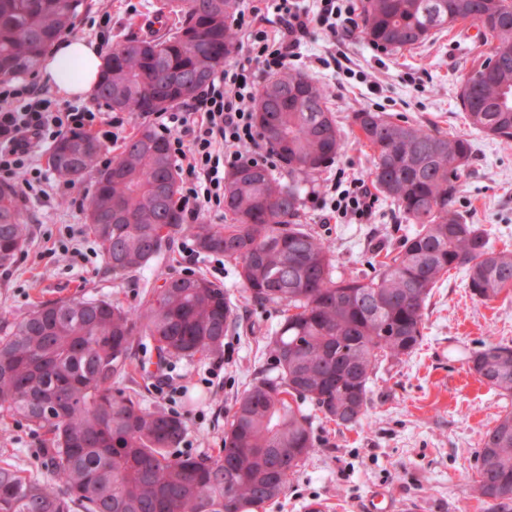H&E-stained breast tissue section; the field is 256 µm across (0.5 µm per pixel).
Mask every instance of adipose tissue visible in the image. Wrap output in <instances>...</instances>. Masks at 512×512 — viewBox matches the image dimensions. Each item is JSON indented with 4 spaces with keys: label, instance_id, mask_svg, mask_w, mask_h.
Wrapping results in <instances>:
<instances>
[{
    "label": "adipose tissue",
    "instance_id": "1",
    "mask_svg": "<svg viewBox=\"0 0 512 512\" xmlns=\"http://www.w3.org/2000/svg\"><path fill=\"white\" fill-rule=\"evenodd\" d=\"M102 64L97 43L65 39L56 44L42 71V80L66 98L85 99L97 86Z\"/></svg>",
    "mask_w": 512,
    "mask_h": 512
}]
</instances>
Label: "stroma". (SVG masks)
<instances>
[{"label":"stroma","mask_w":512,"mask_h":512,"mask_svg":"<svg viewBox=\"0 0 512 512\" xmlns=\"http://www.w3.org/2000/svg\"><path fill=\"white\" fill-rule=\"evenodd\" d=\"M155 3L90 0L74 35L98 42L108 52L126 39L161 34V26L154 23ZM488 48L469 22L399 53L375 49L352 36L343 47L356 72L351 78L337 69L329 34L315 28L292 67L326 87L328 105L339 117L368 109L470 139L473 155L462 176L458 208L469 223L487 229L493 246L500 249L512 246V143L472 130L456 100L460 80ZM369 167L368 148L347 141L341 156L312 177L304 190L331 186L339 175L348 181L368 180ZM97 177V169L88 170L68 196L57 191L58 178L52 174L50 189L21 199L29 243L12 267L0 270V336L41 302L84 293L134 309L164 278L189 273L207 277L230 294L240 330L228 332L218 353L202 360H171L147 381L140 371L146 354L137 350L131 374L140 384L142 407L184 417L182 454H214L235 397L254 377L272 371L265 342L279 310L262 309L244 299L233 262L199 252L185 256L177 242L146 269L113 276L99 245L84 231ZM326 214V209L307 203L300 221L331 247L342 274L370 273L371 254L396 246L413 230L397 208L381 198L364 221L329 224ZM424 320L426 337L416 353L377 370L361 426L345 429L314 418L317 454L287 493L259 512H309L313 505L322 512H368L367 503L379 490L388 496L391 512H403L409 501L418 503L420 512H485L470 494L476 450L486 427L502 411L512 410V397L499 396L476 381L467 357L482 342L512 344V291L480 303L466 288L464 270L457 269L434 288ZM43 444V435L25 423H0V466L47 478L39 453Z\"/></svg>","instance_id":"1"}]
</instances>
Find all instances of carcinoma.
I'll return each instance as SVG.
<instances>
[{
	"label": "carcinoma",
	"instance_id": "cac0c4a2",
	"mask_svg": "<svg viewBox=\"0 0 512 512\" xmlns=\"http://www.w3.org/2000/svg\"><path fill=\"white\" fill-rule=\"evenodd\" d=\"M363 38L399 52L470 21L511 55L488 73L469 72L458 100L470 127L512 141V3L508 0H361ZM88 0H0V79L33 70L72 31ZM239 0H159L155 13L180 17L162 37L130 38L106 56L98 98L112 110L141 115L187 99L185 84H206L236 51L230 24ZM278 131L265 142L288 166L284 183L245 161L224 181L227 224H185L174 197L177 169L166 140L144 128L116 160L119 175L99 172L89 205L103 224L86 231L115 276L145 268L182 235L205 254L235 263L246 299L279 305L266 349L276 374L254 378L236 397L222 448L205 457L175 453L184 418L140 407L119 385L131 351L152 342L157 364L219 352L236 323L224 288L203 276L165 279L131 311L109 299L62 298L40 305L0 336V416L44 431L50 477L0 466V512H255L277 501L316 451L313 404L338 426L368 411L371 376L402 362L424 338L433 289L463 268L473 297L488 303L512 289V250H495L487 231L457 208L468 139L425 129L383 112H355L349 130L327 106L326 88L287 68L256 92ZM371 151L370 177L417 230L386 252L371 276H334L335 254L299 222L303 182L344 150L346 136ZM107 150L75 131L50 149L48 162L75 181ZM251 172L246 178L239 177ZM29 235L14 185L0 183V269L15 263ZM469 370L512 397V345L485 343ZM473 494L487 512H512V411L483 431Z\"/></svg>",
	"mask_w": 512,
	"mask_h": 512
}]
</instances>
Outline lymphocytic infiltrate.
<instances>
[{
	"label": "lymphocytic infiltrate",
	"mask_w": 512,
	"mask_h": 512,
	"mask_svg": "<svg viewBox=\"0 0 512 512\" xmlns=\"http://www.w3.org/2000/svg\"><path fill=\"white\" fill-rule=\"evenodd\" d=\"M354 0H315L304 8L299 0H254L248 14L237 20L242 60L219 68L192 102L176 104L158 116V127L179 165L181 183L177 205L184 217L224 208V175L250 160L273 167L278 159L269 150L254 122L256 73L275 77L299 58L311 28L332 37L350 36L357 26ZM99 116L71 103L57 104L31 85L0 84V181L22 169L30 177L26 189L44 178L31 165L36 143L55 142L67 133L94 129ZM375 204L364 181H351L330 206L339 217L368 218Z\"/></svg>",
	"instance_id": "lymphocytic-infiltrate-1"
}]
</instances>
